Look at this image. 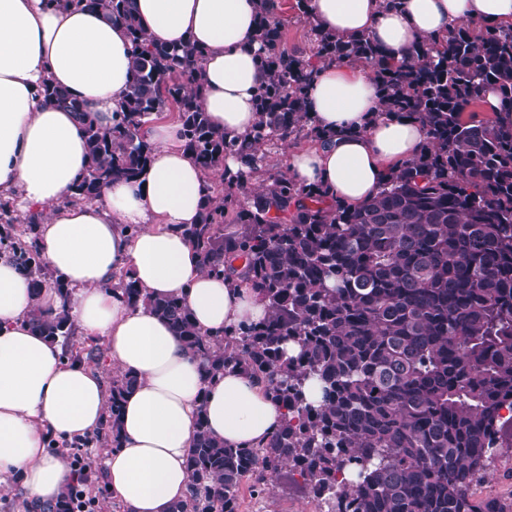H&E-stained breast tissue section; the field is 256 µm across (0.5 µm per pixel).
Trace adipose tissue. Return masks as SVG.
<instances>
[{
	"instance_id": "1",
	"label": "adipose tissue",
	"mask_w": 512,
	"mask_h": 512,
	"mask_svg": "<svg viewBox=\"0 0 512 512\" xmlns=\"http://www.w3.org/2000/svg\"><path fill=\"white\" fill-rule=\"evenodd\" d=\"M258 4L132 0L150 42L201 50L200 104L213 129L231 138L260 120ZM308 10L338 38L368 35L392 62L459 24H512V0H401L395 9L383 0H309ZM131 73L126 31L104 12L75 0H0V197L19 199L38 227L46 265L68 289L33 291L27 275L0 259V484L20 475L39 505L55 503L72 477L47 442L94 430L107 417L110 393L99 373L66 361L57 342L32 328L34 311L69 309L83 336L105 339L118 375L137 378L124 397L120 446L104 461L125 512H169L185 499L198 417L233 447L263 444L287 418L255 378L240 370L206 374L167 321L111 288L113 275L128 270L143 294L180 299L208 336L268 315L239 276L209 275L184 234L185 225L201 222L218 178L185 149L176 120L143 126L151 152L138 177L108 183L90 201L75 196L89 163L84 119L111 127ZM45 83L81 111L46 99ZM307 110L328 138L292 152L287 173L353 207L374 197L425 140L413 116L383 113L366 66L322 64Z\"/></svg>"
}]
</instances>
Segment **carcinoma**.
I'll list each match as a JSON object with an SVG mask.
<instances>
[{
    "instance_id": "cac0c4a2",
    "label": "carcinoma",
    "mask_w": 512,
    "mask_h": 512,
    "mask_svg": "<svg viewBox=\"0 0 512 512\" xmlns=\"http://www.w3.org/2000/svg\"><path fill=\"white\" fill-rule=\"evenodd\" d=\"M85 2L124 24L133 73L111 128L86 119L91 162L76 195L91 199L110 180L136 178L149 156L139 132L170 105L205 171L224 172L230 155L248 168L226 179L228 190L247 195L233 222L224 204L209 201L185 235L211 274L234 272L230 256L245 261L241 275L266 302V321L228 330L214 347L180 301L150 300L128 275L116 286L129 305L169 320L207 373L239 368L288 413L256 448L213 439L199 418L188 499L170 512H239L243 479L262 493L285 469L311 496L326 492L353 512H506L496 498L474 501L471 489L500 449L512 448L504 440L512 434V125L481 118L475 107L489 87L512 104V27L458 25L395 63L367 35L343 41L319 32L307 0H297L313 56L370 67L384 112L411 114L425 130L418 155L370 202L350 207L281 171L248 190L270 143L321 138L306 111L314 70L285 46L267 0L256 26L261 120L240 139L215 132L201 108L194 72L202 53L193 43H150L130 0ZM3 214L4 250L38 291L48 281L36 227L16 236ZM31 325L54 340L73 331L65 309L38 311ZM135 382L112 380L114 448Z\"/></svg>"
}]
</instances>
